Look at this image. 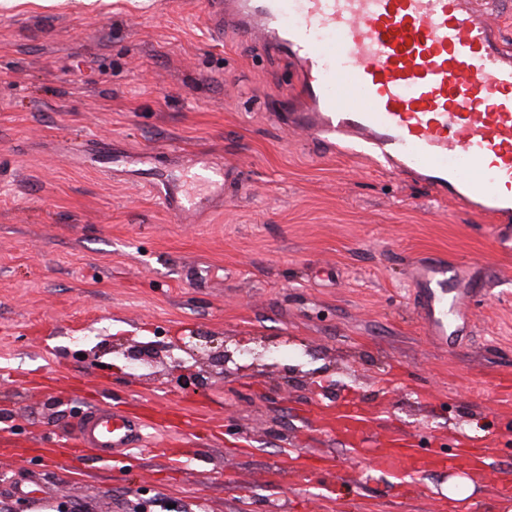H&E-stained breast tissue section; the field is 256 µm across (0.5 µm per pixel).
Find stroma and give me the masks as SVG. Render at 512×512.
Segmentation results:
<instances>
[{
    "label": "stroma",
    "mask_w": 512,
    "mask_h": 512,
    "mask_svg": "<svg viewBox=\"0 0 512 512\" xmlns=\"http://www.w3.org/2000/svg\"><path fill=\"white\" fill-rule=\"evenodd\" d=\"M287 81L285 58L212 30L205 0H0V434L16 445L0 456V500L14 512H275L297 499L303 512H437L438 491L469 477L383 469L306 421L346 398L380 439L487 444L475 491L446 506L512 512L495 494L512 473L496 393L512 372V252L411 174L274 124ZM159 173L205 208L170 212ZM435 260L487 286L446 350L407 293ZM193 336L236 369L190 357L192 383L165 354L126 356ZM76 383L136 414L200 410L222 438L197 434L175 480L139 452L49 464L41 448L84 410ZM288 448L331 454L335 477L303 475ZM29 476L34 504L13 492Z\"/></svg>",
    "instance_id": "1"
}]
</instances>
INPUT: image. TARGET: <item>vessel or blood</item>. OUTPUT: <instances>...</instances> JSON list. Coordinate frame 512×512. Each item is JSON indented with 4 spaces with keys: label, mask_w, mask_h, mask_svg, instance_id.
Listing matches in <instances>:
<instances>
[{
    "label": "vessel or blood",
    "mask_w": 512,
    "mask_h": 512,
    "mask_svg": "<svg viewBox=\"0 0 512 512\" xmlns=\"http://www.w3.org/2000/svg\"><path fill=\"white\" fill-rule=\"evenodd\" d=\"M207 8L214 28L260 40L289 60L294 80L274 123L311 141L351 139L493 225L498 246L512 250V48L490 20L488 0H208ZM411 286L435 338L459 328L468 296L480 291L460 287L445 265L415 275ZM313 416L390 468L487 464L479 447L435 450L399 434L374 444L350 399ZM145 427L133 413L95 403L59 437L57 459L111 462L138 446ZM294 458L306 473L330 468L309 448Z\"/></svg>",
    "instance_id": "vessel-or-blood-1"
}]
</instances>
